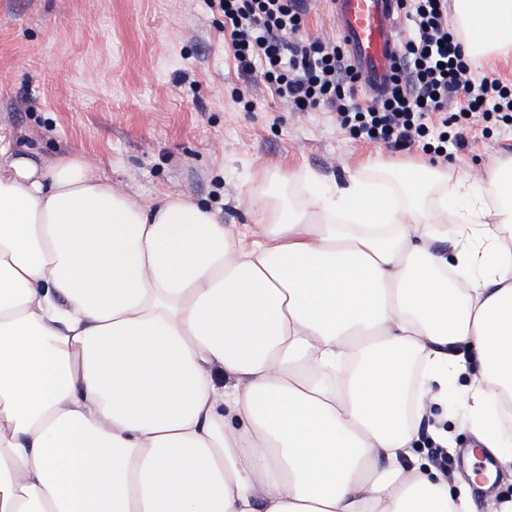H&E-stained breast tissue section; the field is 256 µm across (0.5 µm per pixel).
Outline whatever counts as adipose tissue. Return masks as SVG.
<instances>
[{"instance_id": "1", "label": "adipose tissue", "mask_w": 512, "mask_h": 512, "mask_svg": "<svg viewBox=\"0 0 512 512\" xmlns=\"http://www.w3.org/2000/svg\"><path fill=\"white\" fill-rule=\"evenodd\" d=\"M453 9L472 59L512 52V0ZM398 180V204L354 176L266 205L250 237L188 198L141 204L82 156L15 157L0 512H512L420 437L451 447L456 391L512 474V166Z\"/></svg>"}]
</instances>
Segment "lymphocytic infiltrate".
I'll return each instance as SVG.
<instances>
[{
    "instance_id": "obj_1",
    "label": "lymphocytic infiltrate",
    "mask_w": 512,
    "mask_h": 512,
    "mask_svg": "<svg viewBox=\"0 0 512 512\" xmlns=\"http://www.w3.org/2000/svg\"><path fill=\"white\" fill-rule=\"evenodd\" d=\"M224 15L240 72L261 66L272 93L294 110L319 107L341 125L391 148H408L429 136L430 115L448 111L451 96L466 100L457 117L494 115L512 123V87L475 78L464 42L448 25V0H398L410 22L400 43L401 66L387 93L359 102L357 75L336 42L302 34L305 0H212Z\"/></svg>"
}]
</instances>
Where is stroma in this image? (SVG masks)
<instances>
[{"mask_svg": "<svg viewBox=\"0 0 512 512\" xmlns=\"http://www.w3.org/2000/svg\"><path fill=\"white\" fill-rule=\"evenodd\" d=\"M463 135L441 158L292 111L259 72L240 78L211 0H0L1 169L80 153L141 202L183 196L241 225L271 197L302 206L355 173L389 184L426 162L476 183L512 161V126L490 117Z\"/></svg>", "mask_w": 512, "mask_h": 512, "instance_id": "1", "label": "stroma"}]
</instances>
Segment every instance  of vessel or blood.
<instances>
[{
    "instance_id": "b4317fda",
    "label": "vessel or blood",
    "mask_w": 512,
    "mask_h": 512,
    "mask_svg": "<svg viewBox=\"0 0 512 512\" xmlns=\"http://www.w3.org/2000/svg\"><path fill=\"white\" fill-rule=\"evenodd\" d=\"M336 26L362 84L381 92L397 64L395 0H335Z\"/></svg>"
}]
</instances>
